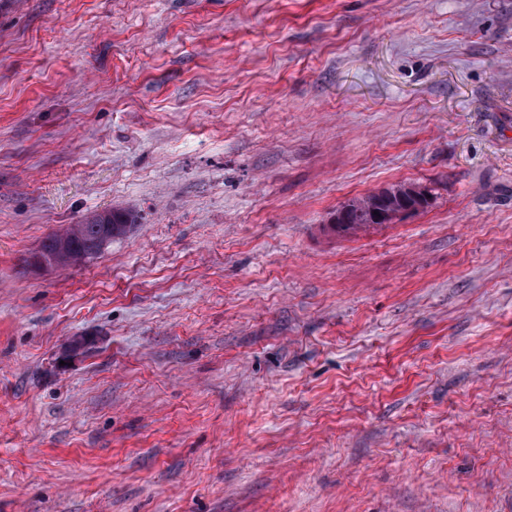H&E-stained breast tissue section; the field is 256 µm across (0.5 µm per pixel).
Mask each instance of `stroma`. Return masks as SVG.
<instances>
[{
  "label": "stroma",
  "mask_w": 512,
  "mask_h": 512,
  "mask_svg": "<svg viewBox=\"0 0 512 512\" xmlns=\"http://www.w3.org/2000/svg\"><path fill=\"white\" fill-rule=\"evenodd\" d=\"M0 512H512V0H0ZM376 199H377V197H374L370 194V195H367L366 197H362V198L353 200L349 224H345V223H348L349 208L348 207L339 208L331 219V223L336 222L337 225L329 224V228L334 233L336 231L339 233H344L349 230H356V229L371 227V226H375V225L381 226L374 222V210L381 209V207H383L387 212L391 213L393 218H395V219H397V216L406 217L411 214L417 213L418 211L421 210V208H419L418 206H416V205L414 206V204L412 202H408L405 205V207L399 201H392V202L383 203L381 205H378L376 203ZM403 208H404V210H402ZM338 223H344L345 225L338 224ZM110 216L102 219L99 224H75L74 228L78 232L68 240V249L72 255L74 263L92 259L97 256L101 249L94 250L101 238L103 225L105 234L100 245L105 246L112 237L121 236L126 233L127 228L132 224H137V216L125 209H112L108 211ZM105 222L106 224H103ZM103 224V225H101ZM93 251V253H91Z\"/></svg>",
  "instance_id": "35a3bbf8"
}]
</instances>
